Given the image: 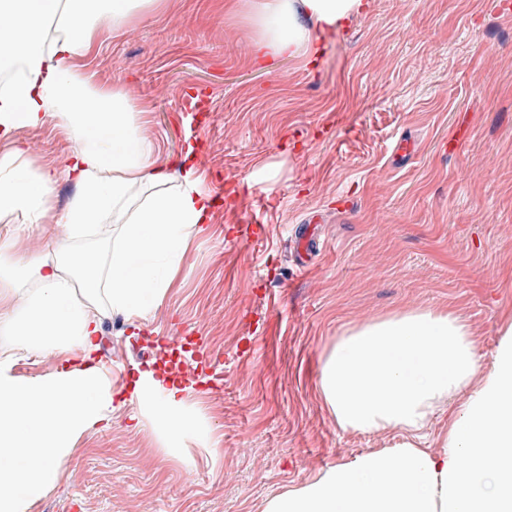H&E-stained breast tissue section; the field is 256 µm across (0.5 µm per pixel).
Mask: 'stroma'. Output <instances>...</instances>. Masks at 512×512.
Segmentation results:
<instances>
[{
	"label": "stroma",
	"mask_w": 512,
	"mask_h": 512,
	"mask_svg": "<svg viewBox=\"0 0 512 512\" xmlns=\"http://www.w3.org/2000/svg\"><path fill=\"white\" fill-rule=\"evenodd\" d=\"M252 2L163 0L84 62L143 107L159 163L195 145L204 191L223 184L224 200L160 306L135 320L101 312L97 342L120 360L112 423L78 439L35 512H265L404 439L343 431L326 408L322 357L344 332L445 309L488 367L512 321V0H368L314 62L256 59ZM459 128L467 139L449 151ZM17 137L59 171L54 203L66 207L75 141L52 125ZM308 231L303 263L294 240ZM170 331L209 354L176 454L132 396L141 373L178 379L160 341Z\"/></svg>",
	"instance_id": "obj_1"
}]
</instances>
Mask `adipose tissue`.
I'll list each match as a JSON object with an SVG mask.
<instances>
[{
	"instance_id": "ef3b65f1",
	"label": "adipose tissue",
	"mask_w": 512,
	"mask_h": 512,
	"mask_svg": "<svg viewBox=\"0 0 512 512\" xmlns=\"http://www.w3.org/2000/svg\"><path fill=\"white\" fill-rule=\"evenodd\" d=\"M161 0H0V217L50 224L49 252L22 239L0 242V512H34L62 476L86 432L112 419V380L97 357L99 311L143 317L164 299L170 272L206 220L194 148L159 164L144 135L143 109L118 88L96 83L81 62L99 38L155 12ZM366 0H256V55L320 56L326 34L366 9ZM55 122L76 141L65 174L77 193L65 210L52 194L57 173L34 167L15 140ZM173 192L164 186L171 180ZM120 221L104 265L75 242L96 224ZM54 356L26 378L16 351ZM453 313L421 307L378 317L340 336L325 354L319 389L337 426L410 435L458 393L441 452L411 440L327 469L269 501L265 512H512V327L490 369ZM186 389L165 388L155 417L171 441L190 427Z\"/></svg>"
}]
</instances>
